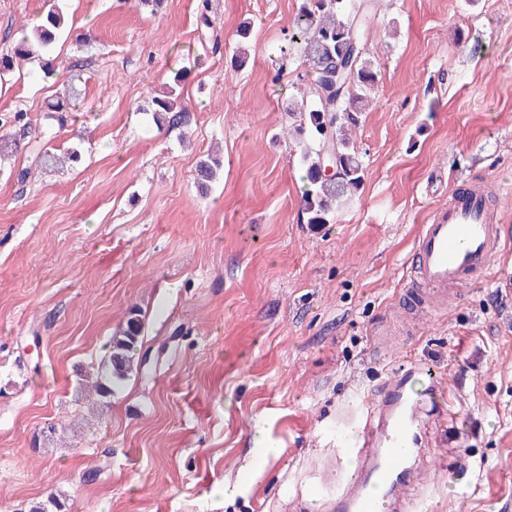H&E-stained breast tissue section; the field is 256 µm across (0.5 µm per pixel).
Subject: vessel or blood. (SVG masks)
I'll list each match as a JSON object with an SVG mask.
<instances>
[{"instance_id": "vessel-or-blood-1", "label": "vessel or blood", "mask_w": 512, "mask_h": 512, "mask_svg": "<svg viewBox=\"0 0 512 512\" xmlns=\"http://www.w3.org/2000/svg\"><path fill=\"white\" fill-rule=\"evenodd\" d=\"M501 213L491 211L481 187L467 185L451 193L423 225L415 241L411 268L417 281L406 288L411 322L447 305L456 288L493 269L501 247ZM432 366L411 364L392 380L359 422L345 455L356 468L338 482L330 512H415L407 498L419 475L424 433L433 416L428 393L437 392Z\"/></svg>"}]
</instances>
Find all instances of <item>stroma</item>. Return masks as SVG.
<instances>
[{
	"label": "stroma",
	"instance_id": "stroma-1",
	"mask_svg": "<svg viewBox=\"0 0 512 512\" xmlns=\"http://www.w3.org/2000/svg\"><path fill=\"white\" fill-rule=\"evenodd\" d=\"M57 3L54 78L20 60L0 83V115L29 122L0 162V512L50 495L65 512H329L339 436L411 361L450 403L428 426L420 512H512V197L494 278L378 347L458 179L512 187V0H382L364 184L319 225L287 136L297 0ZM47 8L0 0V53ZM183 70L189 119L157 126L150 100ZM71 80L62 124L46 104ZM48 146L81 158L42 168ZM134 307L142 371L88 393ZM259 433L280 455L256 473ZM226 482L234 498L215 495Z\"/></svg>",
	"mask_w": 512,
	"mask_h": 512
}]
</instances>
